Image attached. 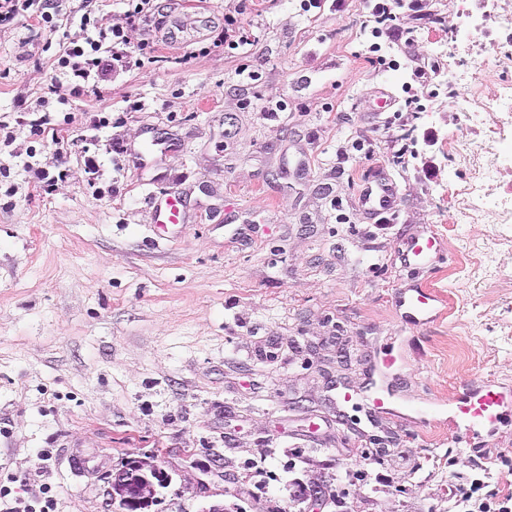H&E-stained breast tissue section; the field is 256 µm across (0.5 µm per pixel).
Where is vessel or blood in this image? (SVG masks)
Masks as SVG:
<instances>
[{
    "label": "vessel or blood",
    "mask_w": 512,
    "mask_h": 512,
    "mask_svg": "<svg viewBox=\"0 0 512 512\" xmlns=\"http://www.w3.org/2000/svg\"><path fill=\"white\" fill-rule=\"evenodd\" d=\"M361 202L371 214L391 210L395 203V189L386 182H375L362 191ZM431 248V240L411 239L405 244L402 259L408 265L427 264ZM395 305L408 310L415 324H426L433 319L434 299L421 288L399 293ZM511 409V391L491 383L469 381L462 385L460 393L453 399L451 414L458 428L466 434L475 435L493 432Z\"/></svg>",
    "instance_id": "obj_1"
}]
</instances>
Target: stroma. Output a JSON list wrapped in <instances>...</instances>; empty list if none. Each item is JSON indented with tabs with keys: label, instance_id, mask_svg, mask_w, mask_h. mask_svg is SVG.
<instances>
[{
	"label": "stroma",
	"instance_id": "1",
	"mask_svg": "<svg viewBox=\"0 0 512 512\" xmlns=\"http://www.w3.org/2000/svg\"><path fill=\"white\" fill-rule=\"evenodd\" d=\"M462 8L402 9L404 43L364 27L365 0H156L127 32L153 61L83 95L53 61L79 19L0 27V512L45 485L58 512H111V473L152 456L172 481L148 512H448L488 469L512 496V416L465 437L448 414L463 382L512 389V228L471 223L449 192L465 115L512 64L463 44L436 57ZM236 13L249 44L210 51ZM179 19L189 42L170 39ZM460 68L466 89H440ZM41 97L70 121L35 131ZM32 155L60 166L52 191L24 172ZM380 175L397 192L385 222L358 205ZM167 192L189 209L159 240L148 197ZM422 232L419 272L400 251ZM416 282L436 298L425 325L395 305ZM369 388L393 410L372 427Z\"/></svg>",
	"mask_w": 512,
	"mask_h": 512
}]
</instances>
